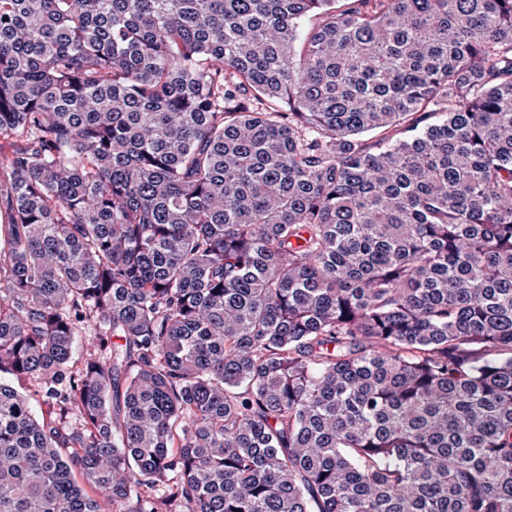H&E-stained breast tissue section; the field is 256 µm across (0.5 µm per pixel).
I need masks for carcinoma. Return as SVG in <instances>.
Returning <instances> with one entry per match:
<instances>
[{"mask_svg":"<svg viewBox=\"0 0 512 512\" xmlns=\"http://www.w3.org/2000/svg\"><path fill=\"white\" fill-rule=\"evenodd\" d=\"M0 141V512H512V0H0Z\"/></svg>","mask_w":512,"mask_h":512,"instance_id":"obj_1","label":"carcinoma"}]
</instances>
